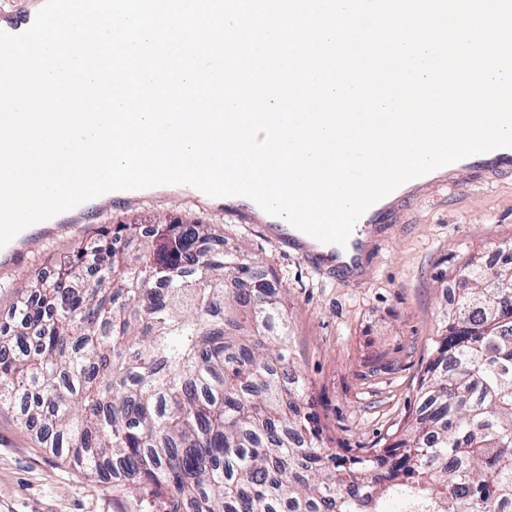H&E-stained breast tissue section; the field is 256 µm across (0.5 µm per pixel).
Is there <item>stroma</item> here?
I'll return each mask as SVG.
<instances>
[{
  "mask_svg": "<svg viewBox=\"0 0 512 512\" xmlns=\"http://www.w3.org/2000/svg\"><path fill=\"white\" fill-rule=\"evenodd\" d=\"M455 186H424L409 221L373 238L364 283L351 285L284 250L272 229L239 224L223 207L184 189L145 193L133 206L90 213L68 228L27 235L25 266L0 274V322L30 276L56 274L78 242L131 214L192 216L260 260L281 288L297 367L312 386L329 436L362 448L393 435L416 406V390L442 315L443 276L469 253L512 241V173L488 180L461 166ZM0 512H147L135 489L115 488L67 467L41 448L15 410L0 409Z\"/></svg>",
  "mask_w": 512,
  "mask_h": 512,
  "instance_id": "35a3bbf8",
  "label": "stroma"
}]
</instances>
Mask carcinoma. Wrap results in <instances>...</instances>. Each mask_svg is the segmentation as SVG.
Returning a JSON list of instances; mask_svg holds the SVG:
<instances>
[{"label": "carcinoma", "mask_w": 512, "mask_h": 512, "mask_svg": "<svg viewBox=\"0 0 512 512\" xmlns=\"http://www.w3.org/2000/svg\"><path fill=\"white\" fill-rule=\"evenodd\" d=\"M97 280L66 281L86 260ZM393 442L335 448L281 290L211 224H113L0 324V408L155 512H512V259L470 255Z\"/></svg>", "instance_id": "1"}]
</instances>
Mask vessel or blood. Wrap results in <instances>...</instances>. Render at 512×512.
I'll use <instances>...</instances> for the list:
<instances>
[{
	"label": "vessel or blood",
	"instance_id": "vessel-or-blood-1",
	"mask_svg": "<svg viewBox=\"0 0 512 512\" xmlns=\"http://www.w3.org/2000/svg\"><path fill=\"white\" fill-rule=\"evenodd\" d=\"M45 0H0V30L19 34L28 29L35 20ZM466 165L475 173L493 176L512 171V147H503L486 153L476 154L465 159ZM451 166H444L425 175L416 177L400 185L387 196L370 206L357 221L345 245L327 244L319 249L308 246L306 233H293L282 229L277 239L290 249L301 251L304 258L314 267L329 270L330 273L347 280H356L367 263V251L361 237L370 228L405 222L408 212L405 199L412 190H418L428 182L448 177ZM140 191H113L96 197L97 207L112 205L130 206L137 203Z\"/></svg>",
	"mask_w": 512,
	"mask_h": 512
}]
</instances>
